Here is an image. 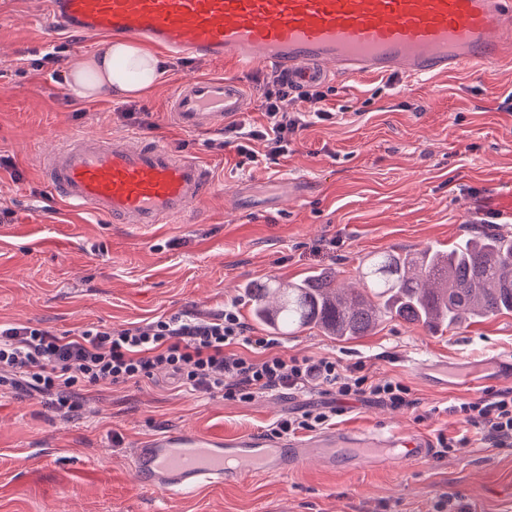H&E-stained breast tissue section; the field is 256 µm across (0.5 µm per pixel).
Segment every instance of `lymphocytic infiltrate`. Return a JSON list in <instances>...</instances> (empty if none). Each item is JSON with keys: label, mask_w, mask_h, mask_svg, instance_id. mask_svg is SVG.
I'll list each match as a JSON object with an SVG mask.
<instances>
[{"label": "lymphocytic infiltrate", "mask_w": 512, "mask_h": 512, "mask_svg": "<svg viewBox=\"0 0 512 512\" xmlns=\"http://www.w3.org/2000/svg\"><path fill=\"white\" fill-rule=\"evenodd\" d=\"M327 97L323 84L299 86L270 76L260 104L262 123L229 121L224 141L235 144L245 163H279L301 131L335 119ZM296 99L306 102V109H293ZM278 345L273 337L253 335L232 304L206 318L184 310L121 329L88 324L71 335L29 323L1 324L0 386L35 390L52 406L70 410L80 390L102 380L136 382L158 373L190 390L241 402L316 382L340 400L373 398L396 408L417 404L401 380L372 378L361 363L286 358ZM449 411L478 430L482 447L512 444V387L451 405Z\"/></svg>", "instance_id": "1"}]
</instances>
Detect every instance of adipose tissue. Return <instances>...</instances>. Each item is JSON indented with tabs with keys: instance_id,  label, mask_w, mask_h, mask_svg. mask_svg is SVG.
<instances>
[{
	"instance_id": "ef3b65f1",
	"label": "adipose tissue",
	"mask_w": 512,
	"mask_h": 512,
	"mask_svg": "<svg viewBox=\"0 0 512 512\" xmlns=\"http://www.w3.org/2000/svg\"><path fill=\"white\" fill-rule=\"evenodd\" d=\"M163 74L160 58L133 42L106 41L70 70L67 89L78 100L138 97L150 92Z\"/></svg>"
}]
</instances>
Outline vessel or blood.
<instances>
[{
    "mask_svg": "<svg viewBox=\"0 0 512 512\" xmlns=\"http://www.w3.org/2000/svg\"><path fill=\"white\" fill-rule=\"evenodd\" d=\"M48 30L145 41L182 58L262 68L296 83L336 72L414 81L512 62V0H46ZM169 105L187 131L223 127L247 106L232 74L176 83ZM47 186L70 205L115 224H175L197 211L215 182L211 168L151 139L59 133L39 157ZM426 381L448 383L443 360L419 362ZM329 470L437 459L414 431L271 439L213 438L180 431L142 441L130 462L135 483L169 496L257 474L292 473L311 457Z\"/></svg>",
    "mask_w": 512,
    "mask_h": 512,
    "instance_id": "1",
    "label": "vessel or blood"
}]
</instances>
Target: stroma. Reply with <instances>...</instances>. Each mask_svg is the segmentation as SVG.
<instances>
[{"instance_id": "obj_1", "label": "stroma", "mask_w": 512, "mask_h": 512, "mask_svg": "<svg viewBox=\"0 0 512 512\" xmlns=\"http://www.w3.org/2000/svg\"><path fill=\"white\" fill-rule=\"evenodd\" d=\"M99 46L47 38L41 0H0V324H39L59 334L101 323L124 328L181 310L208 316L237 303L255 335L245 284L298 281L316 271L360 287L356 269L383 250L449 248L466 237L512 235V214L480 223L488 195L512 189V68H471L429 82L386 76L328 79L335 122L302 131L286 159L244 165L235 145L213 149L218 130L185 132L168 90L190 75L219 76L221 61L165 57L167 71L123 117L121 99H74L55 71ZM57 52L59 63L45 61ZM148 127H141V120ZM90 129L106 137L149 136L211 166L216 185L183 224L138 233L60 201L36 165L50 132ZM284 356L362 363L368 375L408 385L416 408L348 401L331 422L341 431L383 426L445 434L464 443L428 467L402 463L329 471L317 461L286 476L212 485L170 500L138 487L130 460L141 439L188 429L212 436L267 434L284 416L336 403L320 388L271 392L250 402L202 395L164 375L100 382L82 407L63 412L33 391L0 389V512H441L459 497L475 512H512V446L480 447L450 405L495 389L428 385L415 362L489 361L512 353V314L436 335L396 321L339 340L316 327L279 339Z\"/></svg>"}]
</instances>
